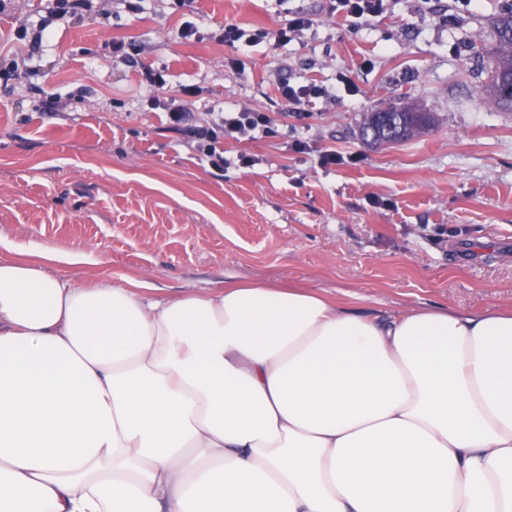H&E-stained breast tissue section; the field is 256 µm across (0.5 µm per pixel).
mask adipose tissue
I'll list each match as a JSON object with an SVG mask.
<instances>
[{"mask_svg":"<svg viewBox=\"0 0 512 512\" xmlns=\"http://www.w3.org/2000/svg\"><path fill=\"white\" fill-rule=\"evenodd\" d=\"M0 258V512H512V307L370 318Z\"/></svg>","mask_w":512,"mask_h":512,"instance_id":"1","label":"adipose tissue"}]
</instances>
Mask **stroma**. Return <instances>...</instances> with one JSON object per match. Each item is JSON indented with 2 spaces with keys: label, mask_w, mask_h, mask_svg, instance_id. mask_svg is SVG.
<instances>
[{
  "label": "stroma",
  "mask_w": 512,
  "mask_h": 512,
  "mask_svg": "<svg viewBox=\"0 0 512 512\" xmlns=\"http://www.w3.org/2000/svg\"><path fill=\"white\" fill-rule=\"evenodd\" d=\"M120 12L55 23L33 64L43 94L84 90L66 111L0 80V256L33 245L85 254L45 262L86 282L129 276L170 294L224 281L274 282L338 296L374 315L410 307L478 313L512 304V112L483 86L482 51L506 0L447 14L448 0H395L385 18L352 26L322 0H198L206 38L180 44L181 17L146 0ZM315 15L285 45L254 47L245 74L224 68V24L276 29L289 11ZM135 40L171 86L194 83L201 101L246 106L287 122L315 152L359 155L325 168L281 138L225 142L224 171L202 164L168 130L132 68L113 64V38ZM372 68H363L364 60ZM351 78L357 95L343 91ZM313 81L331 95L308 119L286 116L279 79ZM424 107L421 137L369 148L355 137L366 112ZM257 165H236L239 154Z\"/></svg>",
  "instance_id": "1"
}]
</instances>
